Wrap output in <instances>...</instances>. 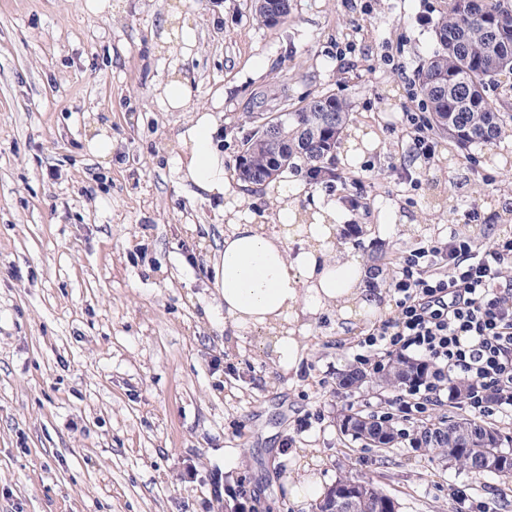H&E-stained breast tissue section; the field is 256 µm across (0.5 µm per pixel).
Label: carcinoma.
Here are the masks:
<instances>
[{
	"label": "carcinoma",
	"instance_id": "1",
	"mask_svg": "<svg viewBox=\"0 0 512 512\" xmlns=\"http://www.w3.org/2000/svg\"><path fill=\"white\" fill-rule=\"evenodd\" d=\"M449 4L448 15L435 29L437 48L419 69L418 93L431 112V124L448 134L450 144L492 147L500 134L498 114L508 102L489 98L487 91L492 85H501L503 77L511 80L512 90V0H449ZM256 11L262 22L277 24L288 16V0H260ZM270 123L278 128L279 136L267 139L265 127H255L245 138L246 149L236 158V169L246 168V182L252 185L269 182L273 172L284 174L298 168L299 160L310 175L328 173L332 168L325 165V159L336 160L334 151L342 143H348L352 152L366 147L365 134L354 125L350 104L333 94L315 97L295 112H279ZM413 373V362L395 359L378 375V381L392 387L407 383ZM340 424L363 441L371 438L375 427L390 441L398 439L393 425L369 423L356 414ZM463 424L481 432L495 433L497 429L468 418L434 425L444 437L441 451L448 453V460L478 472L479 457L489 452L481 441L451 454Z\"/></svg>",
	"mask_w": 512,
	"mask_h": 512
}]
</instances>
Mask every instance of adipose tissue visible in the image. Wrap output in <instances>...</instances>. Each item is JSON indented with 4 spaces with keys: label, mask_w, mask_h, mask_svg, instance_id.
Here are the masks:
<instances>
[{
    "label": "adipose tissue",
    "mask_w": 512,
    "mask_h": 512,
    "mask_svg": "<svg viewBox=\"0 0 512 512\" xmlns=\"http://www.w3.org/2000/svg\"><path fill=\"white\" fill-rule=\"evenodd\" d=\"M220 133L211 110L198 109L178 137L176 172L199 194L227 197ZM295 210L282 206L279 232L262 225L231 221L224 249L213 267V282L224 302V321L236 333L256 327L276 333L273 355L283 369L297 364L299 343L287 327L300 316L335 307L342 320L369 316L378 309V293L368 284L369 271L358 255L335 256L328 248L333 227L313 224L306 245L289 250Z\"/></svg>",
    "instance_id": "obj_1"
}]
</instances>
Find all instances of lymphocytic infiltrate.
<instances>
[{
	"label": "lymphocytic infiltrate",
	"instance_id": "1",
	"mask_svg": "<svg viewBox=\"0 0 512 512\" xmlns=\"http://www.w3.org/2000/svg\"><path fill=\"white\" fill-rule=\"evenodd\" d=\"M402 136L413 158L436 152L421 111L403 112ZM396 314L358 341L363 370L379 374L393 355L414 354L419 379L389 399L404 421L419 423L414 443L438 442L423 423L443 402L451 380L466 382L467 405L483 417L512 408V236L487 245L458 232L404 253L392 280Z\"/></svg>",
	"mask_w": 512,
	"mask_h": 512
}]
</instances>
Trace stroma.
Masks as SVG:
<instances>
[{
	"instance_id": "stroma-1",
	"label": "stroma",
	"mask_w": 512,
	"mask_h": 512,
	"mask_svg": "<svg viewBox=\"0 0 512 512\" xmlns=\"http://www.w3.org/2000/svg\"><path fill=\"white\" fill-rule=\"evenodd\" d=\"M255 0H114L90 16L75 0H0V512H230L216 481L244 484L252 512H315L285 481L307 475L330 490L341 475L370 479L399 512H456L453 493L512 512V482L450 465L407 442L375 448L339 421L389 390L338 384L357 341L395 309L396 261L450 227L490 243L512 223L470 226L469 204L512 208V109L502 114L497 166L487 147L437 134L429 163L401 145L408 105L391 71L410 79L435 50L448 0H289L267 25ZM191 23L181 57L164 43L166 18ZM195 95L168 112L156 88L171 75ZM347 99L377 149L354 178L316 184L288 173L297 208L336 201L343 248L373 266L377 313L340 320L327 309L300 338L286 371L263 330L236 339L212 268L224 249V211L176 173L177 138L192 114L223 95L220 148L238 211L277 228L272 188L241 182L235 160L257 102L289 109L313 97ZM112 157L85 146L97 125ZM61 172L49 180L48 168ZM362 196L351 212L340 199ZM370 234L345 236L348 225ZM219 369H212L213 359Z\"/></svg>"
}]
</instances>
